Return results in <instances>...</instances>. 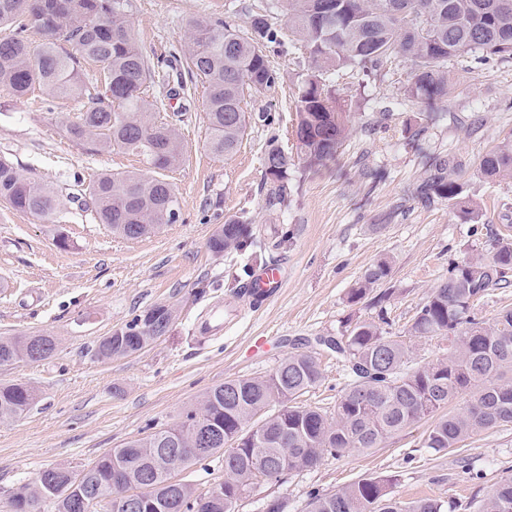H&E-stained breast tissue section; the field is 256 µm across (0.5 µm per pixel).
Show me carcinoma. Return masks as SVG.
I'll return each instance as SVG.
<instances>
[{"instance_id": "obj_1", "label": "carcinoma", "mask_w": 512, "mask_h": 512, "mask_svg": "<svg viewBox=\"0 0 512 512\" xmlns=\"http://www.w3.org/2000/svg\"><path fill=\"white\" fill-rule=\"evenodd\" d=\"M331 6L324 8L322 2ZM288 30L309 55L310 66L295 87L297 158L306 171L335 159L349 131L348 115L336 85L327 75L349 68L370 83L384 78L383 64L397 58L411 63L405 92L435 108L448 98V63L474 52L478 59H512V0H284ZM133 0H0V27L14 28L0 39V87L18 98L39 90L45 101L70 100L81 105L67 126L72 140L91 152L118 147L141 157L157 171L172 170L184 145L174 125L158 118V101L145 90L156 71L130 23ZM41 35L31 47L27 32ZM183 54L191 73L206 84L208 148L217 156L233 154L245 132L246 95L279 83L263 47L281 43L267 16L250 15L248 28L216 19H192ZM96 69L99 91L93 93L82 68ZM267 204L283 206L291 195L292 157L270 142L263 157ZM461 164L450 157L426 165L419 193L448 202L461 217L478 215L463 196ZM477 174L512 178V139L505 138L480 158ZM0 202L13 209L53 220L63 206L50 185L24 175L0 157ZM82 204L112 232L127 239L146 236L150 224H171L178 212L171 184L161 176L100 174L83 189ZM260 247L245 209L225 221L211 239L216 254L252 252ZM390 273L381 261L365 271L348 292V302L382 306L389 293L374 289ZM512 277V242H501L490 258L453 263L448 278L434 288L408 329L419 338L448 339V355L417 367L408 366L409 346L381 324L357 320L345 325L347 344L331 351L354 360L349 384L327 414L296 399L319 384L316 357L291 354L263 378H237L206 391L178 419L147 436L104 454L79 475L64 467L44 470L36 484L55 512H78V497L94 489V509L117 512L115 502L144 479L152 489L145 512H237V496L258 480L265 466L269 479L316 467L327 456L364 452L422 420L432 421L426 447L456 448L472 435L512 425V308H503L490 326L480 320L474 302ZM33 336H1L0 365L27 359ZM159 339L142 314L103 337L101 360L129 356ZM466 404L453 413L439 411L461 395ZM26 383L0 384V423H8L35 403ZM276 406L263 427H246L259 412ZM223 435L224 481L204 493L189 483L172 484L169 461L179 452L181 467L208 458L199 430ZM393 475L361 478L333 494L310 493L309 512H456L453 501L424 498L404 502L394 495ZM512 477L503 478L477 506V512H512Z\"/></svg>"}]
</instances>
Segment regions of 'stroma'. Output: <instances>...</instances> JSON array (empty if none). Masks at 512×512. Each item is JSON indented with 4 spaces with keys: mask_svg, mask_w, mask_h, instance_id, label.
<instances>
[{
    "mask_svg": "<svg viewBox=\"0 0 512 512\" xmlns=\"http://www.w3.org/2000/svg\"><path fill=\"white\" fill-rule=\"evenodd\" d=\"M133 4L135 34L159 71L181 50L189 20L229 17L244 28L253 10L275 27L287 26L279 0ZM267 54L285 79L246 98L247 128L227 157L208 148L202 80H189L171 99L164 86L148 85L147 96L165 100L159 118L176 123L184 153L180 166L164 174L178 198L176 221L137 240L113 234L69 197L100 173L143 174L146 165L119 148L87 153L66 132L78 112L73 102L49 103L35 94L19 99L0 89V156L65 199L52 225L0 205V336L49 334L58 341L49 359L0 366V383L24 382L37 391L28 412L0 424V506L42 471L88 469L110 449L171 424L211 387L268 376L296 351L315 355L322 374L301 403L334 412L348 372L314 340L340 335L347 320L375 319V308L349 304L347 292L378 261L390 263L383 287L391 334L406 336L415 362L447 356V339L406 331L451 262L491 257L500 238L512 239V179L491 182L476 173L481 155L512 137V60L479 64L468 54L450 61L448 99L436 114L406 95L405 59L387 64L375 84L340 70L336 86L350 134L320 170L291 167L293 191L277 209L266 203L263 154L270 140L287 150L294 143L293 83L309 59L286 43ZM263 112L273 123L260 120ZM443 155L464 162L465 194L481 209L479 223L463 220L447 202L415 199L426 161ZM243 209L266 247L264 261L284 273L280 294L257 310L228 288L243 257L209 247L225 220ZM158 304L173 306L175 316L155 344L128 357L97 358L102 336ZM215 304L233 306L231 322L223 335L200 340L197 320ZM257 336L267 337V350L252 351ZM428 429L422 421L380 447L328 456L314 469L258 483L241 512H262L275 497L287 512H305L310 491L333 494L358 479L390 474L401 500L440 498L458 502V512H474L512 475L511 425L439 453L424 445Z\"/></svg>",
    "mask_w": 512,
    "mask_h": 512,
    "instance_id": "1",
    "label": "stroma"
}]
</instances>
